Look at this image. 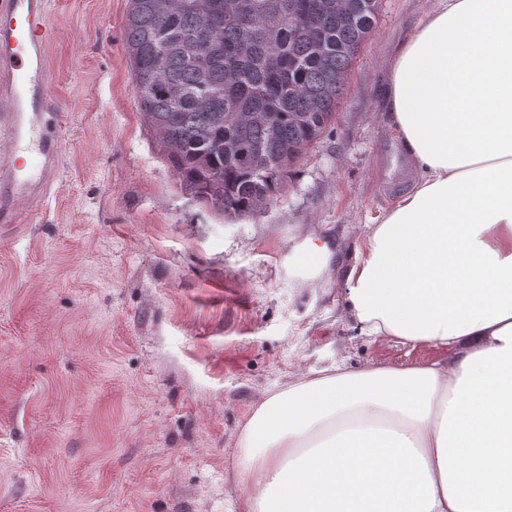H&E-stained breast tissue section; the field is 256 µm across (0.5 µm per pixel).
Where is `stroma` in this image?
Returning <instances> with one entry per match:
<instances>
[{"label": "stroma", "mask_w": 512, "mask_h": 512, "mask_svg": "<svg viewBox=\"0 0 512 512\" xmlns=\"http://www.w3.org/2000/svg\"><path fill=\"white\" fill-rule=\"evenodd\" d=\"M434 4L379 0L331 126L235 217L185 191L145 121L130 0H48L65 147L34 222L0 224V512H239L238 436L268 393L447 357L344 309L368 224L413 180L383 89Z\"/></svg>", "instance_id": "1"}]
</instances>
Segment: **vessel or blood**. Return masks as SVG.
<instances>
[{
	"label": "vessel or blood",
	"instance_id": "b4317fda",
	"mask_svg": "<svg viewBox=\"0 0 512 512\" xmlns=\"http://www.w3.org/2000/svg\"><path fill=\"white\" fill-rule=\"evenodd\" d=\"M52 36L46 0H0V224L28 222L57 176L63 114L50 90L46 47Z\"/></svg>",
	"mask_w": 512,
	"mask_h": 512
}]
</instances>
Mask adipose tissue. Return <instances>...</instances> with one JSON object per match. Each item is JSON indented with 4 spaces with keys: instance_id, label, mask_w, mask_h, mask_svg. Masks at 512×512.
I'll return each mask as SVG.
<instances>
[{
    "instance_id": "obj_1",
    "label": "adipose tissue",
    "mask_w": 512,
    "mask_h": 512,
    "mask_svg": "<svg viewBox=\"0 0 512 512\" xmlns=\"http://www.w3.org/2000/svg\"><path fill=\"white\" fill-rule=\"evenodd\" d=\"M386 102L416 178L368 225L346 308L449 356L271 392L239 434L241 512H512V0H438Z\"/></svg>"
}]
</instances>
